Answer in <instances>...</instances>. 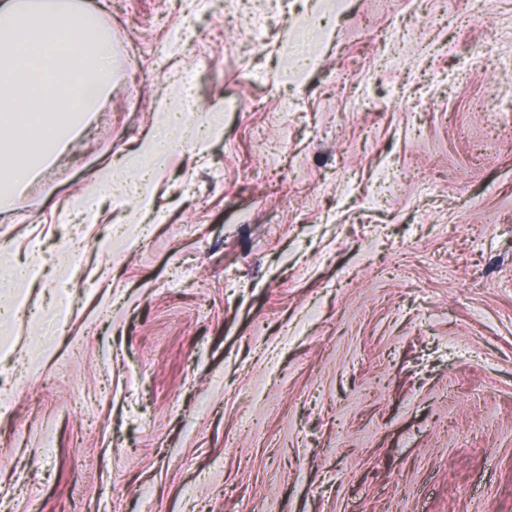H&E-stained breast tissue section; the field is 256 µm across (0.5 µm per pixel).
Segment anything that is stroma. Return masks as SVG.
Wrapping results in <instances>:
<instances>
[{
  "instance_id": "35a3bbf8",
  "label": "stroma",
  "mask_w": 512,
  "mask_h": 512,
  "mask_svg": "<svg viewBox=\"0 0 512 512\" xmlns=\"http://www.w3.org/2000/svg\"><path fill=\"white\" fill-rule=\"evenodd\" d=\"M83 2L111 85L0 209V512H512V0ZM186 87L205 150L82 218Z\"/></svg>"
}]
</instances>
